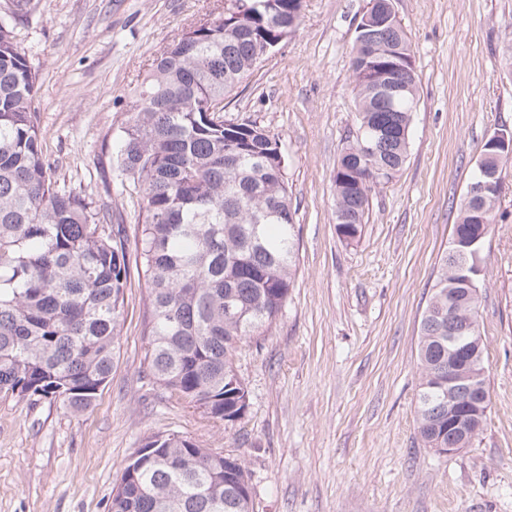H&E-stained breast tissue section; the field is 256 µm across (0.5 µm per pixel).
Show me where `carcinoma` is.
<instances>
[{"label": "carcinoma", "mask_w": 512, "mask_h": 512, "mask_svg": "<svg viewBox=\"0 0 512 512\" xmlns=\"http://www.w3.org/2000/svg\"><path fill=\"white\" fill-rule=\"evenodd\" d=\"M301 0H268L244 27L229 14L193 27L157 53L129 102L116 177L142 193L136 247L148 283L145 372L210 419L240 416L234 356L276 320L292 286L294 211L275 135L255 123L224 124V97L253 74L265 47ZM39 73L0 20V393L87 411L106 386L121 332L129 275L126 242L93 200L58 184L35 112ZM403 111L354 85L357 129L333 173L343 240L360 237L369 193L402 168L408 142L370 159L360 142L410 126L416 73ZM368 186L354 191V175ZM259 211L267 218L256 224ZM445 251L422 314L417 422L428 447L448 429V289ZM144 467L122 472L111 512H252L250 477L231 454L215 456L179 435H155Z\"/></svg>", "instance_id": "carcinoma-1"}]
</instances>
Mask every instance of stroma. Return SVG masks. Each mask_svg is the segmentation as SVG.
<instances>
[{"label": "stroma", "mask_w": 512, "mask_h": 512, "mask_svg": "<svg viewBox=\"0 0 512 512\" xmlns=\"http://www.w3.org/2000/svg\"><path fill=\"white\" fill-rule=\"evenodd\" d=\"M224 0H0L39 72L43 152L58 182L104 208L130 277L112 374L93 406L0 395V512H110L146 437L237 456L253 512H512V161L481 256L488 411L473 444L436 453L418 429L420 321L487 138L512 130V0H395L418 76L409 151L375 187L361 238L336 229L332 176L356 129L351 70L369 0H303L301 24L225 99L270 130L295 209L293 286L235 357L244 417L206 418L144 371L142 198L120 186L119 130L138 76Z\"/></svg>", "instance_id": "obj_1"}]
</instances>
